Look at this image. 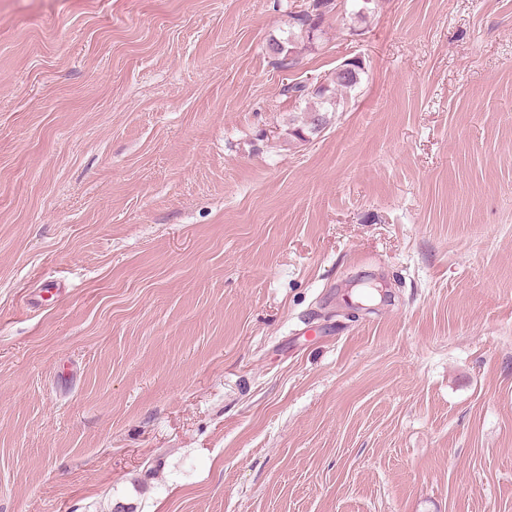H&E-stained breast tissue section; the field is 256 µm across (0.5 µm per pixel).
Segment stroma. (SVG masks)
<instances>
[{
  "mask_svg": "<svg viewBox=\"0 0 512 512\" xmlns=\"http://www.w3.org/2000/svg\"><path fill=\"white\" fill-rule=\"evenodd\" d=\"M300 2L0 0V512H512V0ZM306 10L296 17L288 13V29L283 37L271 36L266 43L269 49L281 60L288 58V67L296 64L302 51L315 48L320 42L325 23L336 13L335 0H306ZM292 20V21H291ZM364 66L359 59H347L336 66L327 78L326 83L318 86L302 84L300 82L284 84L283 92L295 101H304L308 106L300 114L306 118L295 116L289 123L288 135L294 140L306 142L318 136L325 127L327 112H338L340 99L338 92H351L361 83ZM313 103V105L311 104Z\"/></svg>",
  "mask_w": 512,
  "mask_h": 512,
  "instance_id": "obj_1",
  "label": "stroma"
}]
</instances>
